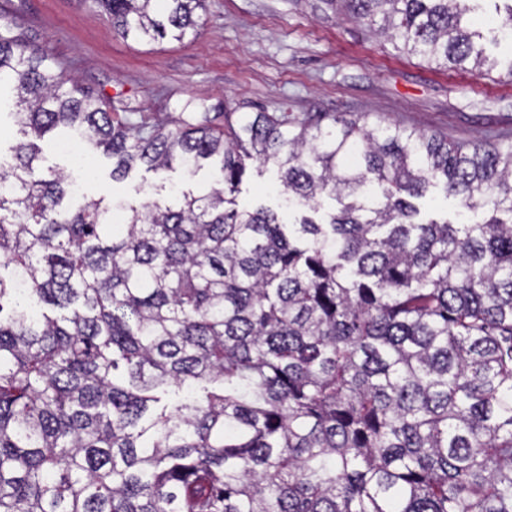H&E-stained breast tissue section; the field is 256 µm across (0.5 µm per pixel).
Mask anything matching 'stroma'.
Returning <instances> with one entry per match:
<instances>
[{"mask_svg":"<svg viewBox=\"0 0 512 512\" xmlns=\"http://www.w3.org/2000/svg\"><path fill=\"white\" fill-rule=\"evenodd\" d=\"M1 14L126 121L205 116L220 125L225 113L261 108L299 120L345 112L455 140L512 142L511 79L434 71L336 0H207L197 36L159 44L122 38L93 0H0ZM41 157L91 195L134 201H166L173 184L207 194L219 165L210 160L191 175L137 166L116 180L99 151L86 153L83 166L53 146H42ZM276 185L275 168L250 166L237 201L296 223L305 208L280 211Z\"/></svg>","mask_w":512,"mask_h":512,"instance_id":"1","label":"stroma"}]
</instances>
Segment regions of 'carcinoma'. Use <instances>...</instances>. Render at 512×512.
I'll use <instances>...</instances> for the list:
<instances>
[{
	"instance_id": "1",
	"label": "carcinoma",
	"mask_w": 512,
	"mask_h": 512,
	"mask_svg": "<svg viewBox=\"0 0 512 512\" xmlns=\"http://www.w3.org/2000/svg\"><path fill=\"white\" fill-rule=\"evenodd\" d=\"M438 69L490 72L477 0H341ZM124 38L183 41L204 0H94ZM0 512H512V144L340 113L134 126L0 16ZM66 131L216 187L90 198L36 141ZM277 168L318 223L241 208ZM486 213L419 222L430 187ZM119 209L121 224L110 223ZM29 140L20 132V127L16 125L13 119L2 114L0 117V147L2 152V162H12L10 158L9 147L14 146L21 141ZM277 172L273 167L258 168L253 164L247 170L240 185V193L237 194V201L240 207L256 208L259 206L270 208L280 214L286 224H295L302 215H311L317 220L328 219V215L340 208V205L332 197L323 196L319 200L318 212L313 213L308 208L299 207L297 210L288 213L279 208L281 198L275 190L277 185Z\"/></svg>"
}]
</instances>
